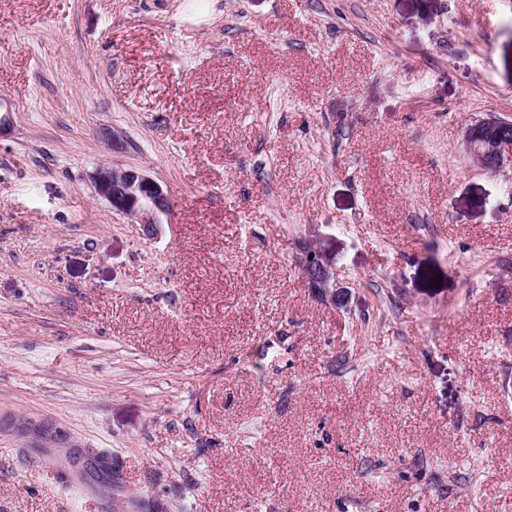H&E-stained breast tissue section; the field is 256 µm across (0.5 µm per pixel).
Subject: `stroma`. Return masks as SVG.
I'll return each instance as SVG.
<instances>
[{"label":"stroma","mask_w":512,"mask_h":512,"mask_svg":"<svg viewBox=\"0 0 512 512\" xmlns=\"http://www.w3.org/2000/svg\"><path fill=\"white\" fill-rule=\"evenodd\" d=\"M0 110V512H512V0H0ZM510 127L511 118L492 114L469 124L463 142L473 162L484 170L499 171L505 164L506 152H512V137L506 135ZM94 193L147 236L157 233L161 217L170 212L166 189L150 175L134 169L96 167L89 176ZM313 255V258H310ZM299 267L311 288L328 296L335 305H343L345 294L336 289V273L322 262L319 252L312 246L303 248L298 261ZM12 429L22 436L34 437L45 442L61 445L70 443L66 434L45 423L25 420Z\"/></svg>","instance_id":"obj_1"}]
</instances>
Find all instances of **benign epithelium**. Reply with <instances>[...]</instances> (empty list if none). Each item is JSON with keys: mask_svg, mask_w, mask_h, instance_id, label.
I'll use <instances>...</instances> for the list:
<instances>
[{"mask_svg": "<svg viewBox=\"0 0 512 512\" xmlns=\"http://www.w3.org/2000/svg\"><path fill=\"white\" fill-rule=\"evenodd\" d=\"M511 127V119L492 114L469 124L464 130L463 142L473 162L484 170L499 171L505 164L506 154L512 152V137L506 135ZM90 180L97 197L113 211L141 225L148 236L157 233L161 217L170 212L171 203L166 189L142 171L97 167L92 171ZM298 264L310 287L328 296L334 304H344L345 294L336 289V273L322 262L316 248L304 247ZM0 427H12L22 436L45 442L69 443L66 434L45 423L25 420L14 427L12 422L1 419Z\"/></svg>", "mask_w": 512, "mask_h": 512, "instance_id": "benign-epithelium-1", "label": "benign epithelium"}]
</instances>
